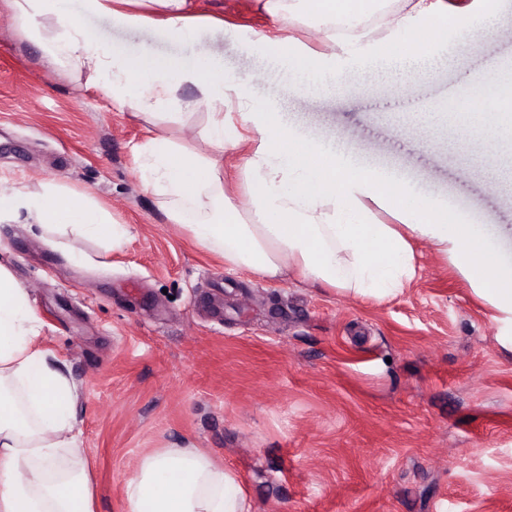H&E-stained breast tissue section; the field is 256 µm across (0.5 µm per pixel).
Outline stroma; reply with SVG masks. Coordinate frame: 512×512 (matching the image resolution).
Here are the masks:
<instances>
[{
    "instance_id": "obj_1",
    "label": "stroma",
    "mask_w": 512,
    "mask_h": 512,
    "mask_svg": "<svg viewBox=\"0 0 512 512\" xmlns=\"http://www.w3.org/2000/svg\"><path fill=\"white\" fill-rule=\"evenodd\" d=\"M66 0L91 36L128 59L151 48L248 79L250 111L301 134L352 143L360 167L392 173L410 204L428 196L452 224L512 227V149L469 137L438 108L512 62V0H446L458 24L432 39L408 0H382L337 34L294 5L284 26L257 0H191L194 46L123 27ZM0 185L47 179L87 193L130 237L85 241L74 261L23 219L0 222V263L27 289L40 342L76 388L94 512H124L141 459L190 448L233 470L251 512H512V354L491 310L450 258L424 241L417 274L375 302L289 277L225 269L168 224L141 182L151 124L86 79L40 65L2 22ZM427 43L431 74L382 67ZM320 58L340 85L293 95L276 59Z\"/></svg>"
}]
</instances>
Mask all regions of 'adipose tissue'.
<instances>
[{
  "label": "adipose tissue",
  "instance_id": "1",
  "mask_svg": "<svg viewBox=\"0 0 512 512\" xmlns=\"http://www.w3.org/2000/svg\"><path fill=\"white\" fill-rule=\"evenodd\" d=\"M83 6L133 29L159 27L179 42L198 39L187 0H83ZM10 10L18 30L40 45L44 67L94 79L119 105L146 111L158 101L182 100L183 111L167 115L173 123L187 109H209L200 133L207 153L162 136L141 149L144 189L197 248L266 280L293 275L381 301L414 277V243L424 240L453 259L474 295L491 307L503 328L498 342L512 352V258L497 249L498 228L449 223L447 209L428 199L419 203L415 223H358L370 200L407 212L401 187L378 184L374 171L337 165L335 150L320 136L298 134L279 113H242L247 137L225 127L224 106L243 98V80L215 65L203 71L148 53L129 60L93 41L63 0H11ZM228 148L239 152L252 180V206L244 211L228 205L224 194L220 173ZM21 214L48 234L74 226L67 248L80 260L84 239L117 249L128 236L126 225L90 196L51 182L30 192L0 188V219ZM38 337L26 289L0 265V512H93L86 452L68 413L72 389ZM63 456L70 467L62 472ZM125 512H249V506L233 471L204 453L167 448L144 458L126 480Z\"/></svg>",
  "mask_w": 512,
  "mask_h": 512
}]
</instances>
